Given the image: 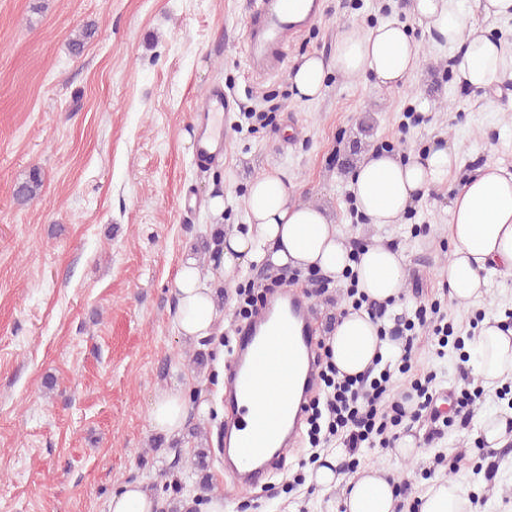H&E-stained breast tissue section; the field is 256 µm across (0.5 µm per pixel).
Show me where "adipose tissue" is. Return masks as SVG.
Returning a JSON list of instances; mask_svg holds the SVG:
<instances>
[{
    "label": "adipose tissue",
    "instance_id": "obj_1",
    "mask_svg": "<svg viewBox=\"0 0 512 512\" xmlns=\"http://www.w3.org/2000/svg\"><path fill=\"white\" fill-rule=\"evenodd\" d=\"M475 7L495 17L512 16V0H410L407 12L409 21L423 25L436 43L460 46L462 81L485 90L512 80V43L473 29L469 15ZM409 21L393 12L369 28H346L331 59L304 57L290 76L298 99L317 100L333 71L347 78L372 79L379 88L405 84L422 60ZM458 167V148L450 143L404 155L374 152L357 165L350 190L368 223L397 224L433 187L447 183ZM245 214L249 232L224 240L223 274L257 260L275 270L316 267L337 280L352 275L361 293L380 302L400 295L406 276L402 250L376 242L353 254L346 235L321 207L295 201L294 186L283 172L266 171L249 183ZM448 239L453 250L445 274L453 299L482 300L493 275L512 274L511 171L489 165L476 170L448 209ZM174 286L178 333L189 341L214 335L219 305L194 258L181 261ZM327 345L340 373L350 376L363 373L378 356L393 350L368 315L354 311L340 319ZM467 355L472 374L483 381L512 377V329L504 330L499 318L485 319L479 335L468 342ZM186 415L182 390L168 389L152 406L151 425L174 435L180 433ZM340 465L336 456L326 457L315 481L327 492L343 486L344 512H395V483L375 469L348 479Z\"/></svg>",
    "mask_w": 512,
    "mask_h": 512
}]
</instances>
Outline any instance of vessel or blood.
<instances>
[{
    "mask_svg": "<svg viewBox=\"0 0 512 512\" xmlns=\"http://www.w3.org/2000/svg\"><path fill=\"white\" fill-rule=\"evenodd\" d=\"M322 13L321 0H253L248 37L252 70L262 75L281 70L288 44L302 37ZM228 106L223 87L209 89L197 116L199 160H214L222 152ZM320 332L312 303L292 286L275 289L250 319L238 324L224 366V445L232 450L224 460V474L232 487L266 488L277 462L300 436L319 385ZM283 361L289 374L300 377L301 393L279 405L274 428L260 439L248 431L245 420L255 403V377Z\"/></svg>",
    "mask_w": 512,
    "mask_h": 512,
    "instance_id": "vessel-or-blood-1",
    "label": "vessel or blood"
}]
</instances>
